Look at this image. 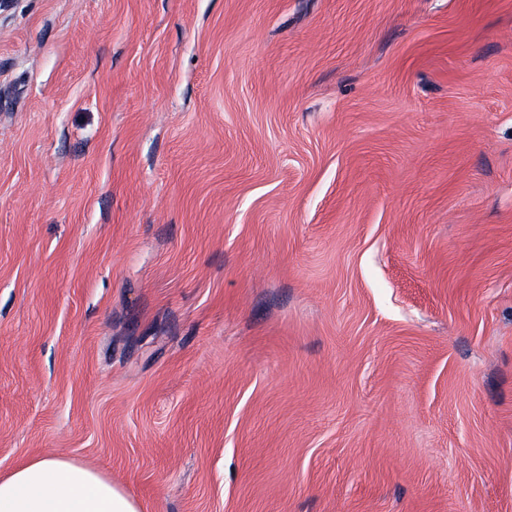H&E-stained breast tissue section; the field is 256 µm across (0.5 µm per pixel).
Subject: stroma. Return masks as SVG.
I'll return each instance as SVG.
<instances>
[{"label":"stroma","mask_w":512,"mask_h":512,"mask_svg":"<svg viewBox=\"0 0 512 512\" xmlns=\"http://www.w3.org/2000/svg\"><path fill=\"white\" fill-rule=\"evenodd\" d=\"M140 512H512V0H13L0 475ZM0 512H138V506L110 476L63 456H43L0 477Z\"/></svg>","instance_id":"35a3bbf8"}]
</instances>
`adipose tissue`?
Here are the masks:
<instances>
[{
  "label": "adipose tissue",
  "instance_id": "ef3b65f1",
  "mask_svg": "<svg viewBox=\"0 0 512 512\" xmlns=\"http://www.w3.org/2000/svg\"><path fill=\"white\" fill-rule=\"evenodd\" d=\"M0 512H138V506L100 471L63 456H43L0 477Z\"/></svg>",
  "mask_w": 512,
  "mask_h": 512
}]
</instances>
